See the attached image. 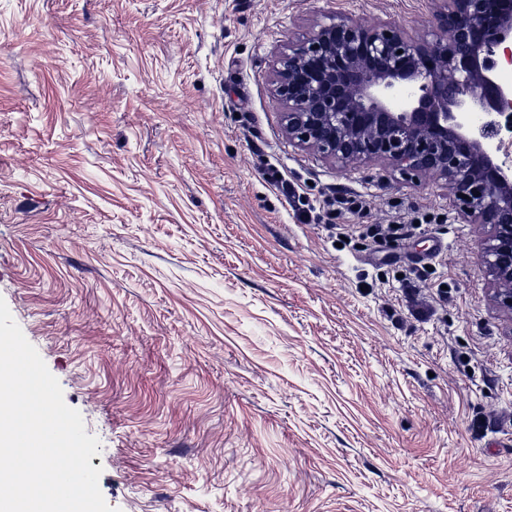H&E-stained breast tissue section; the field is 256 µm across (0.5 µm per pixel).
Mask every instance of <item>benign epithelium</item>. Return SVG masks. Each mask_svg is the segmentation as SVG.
<instances>
[{
    "label": "benign epithelium",
    "instance_id": "1",
    "mask_svg": "<svg viewBox=\"0 0 512 512\" xmlns=\"http://www.w3.org/2000/svg\"><path fill=\"white\" fill-rule=\"evenodd\" d=\"M412 36L391 21L329 15L288 42L273 69L288 139L346 167L393 166L445 181L459 218L488 228L482 250L497 306L512 314V169L495 161L494 116L506 92L492 76L512 43L503 0H434ZM490 120L477 126L472 117Z\"/></svg>",
    "mask_w": 512,
    "mask_h": 512
}]
</instances>
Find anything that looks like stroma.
Wrapping results in <instances>:
<instances>
[{
  "instance_id": "obj_1",
  "label": "stroma",
  "mask_w": 512,
  "mask_h": 512,
  "mask_svg": "<svg viewBox=\"0 0 512 512\" xmlns=\"http://www.w3.org/2000/svg\"><path fill=\"white\" fill-rule=\"evenodd\" d=\"M432 0H0V298L117 512H512V315L444 181L289 141L279 50ZM280 171L297 190L269 180ZM445 215L404 243H338ZM405 217L396 216L394 220L390 222V224H371L365 228L358 224H330V228L337 230H344L340 234H349V233H359V236L366 239H372L373 242H377L382 238H395V239H406L411 235L413 229H415L418 224L419 218H414L410 222V224H405L404 221H401Z\"/></svg>"
}]
</instances>
